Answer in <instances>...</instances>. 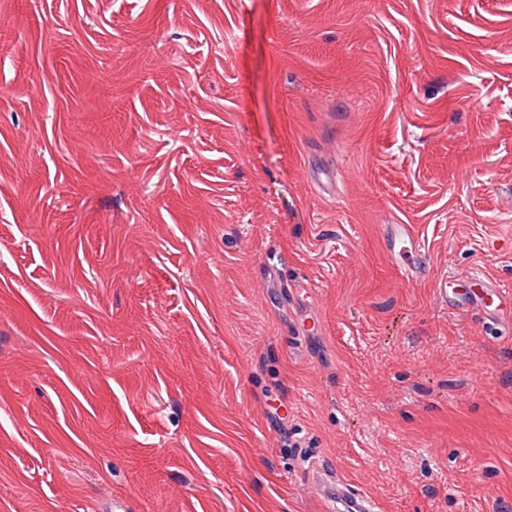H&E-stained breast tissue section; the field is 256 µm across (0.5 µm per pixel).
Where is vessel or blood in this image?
Instances as JSON below:
<instances>
[{
  "label": "vessel or blood",
  "instance_id": "obj_1",
  "mask_svg": "<svg viewBox=\"0 0 512 512\" xmlns=\"http://www.w3.org/2000/svg\"><path fill=\"white\" fill-rule=\"evenodd\" d=\"M383 236L388 254L401 261L406 277L414 279L425 275L428 268L426 253L412 225H385ZM442 294L449 307L478 310L486 323H512V307H504L500 286L489 279L475 275L464 284L447 281L443 284ZM309 487L321 503L323 512H377L374 502L355 493L325 464L315 465Z\"/></svg>",
  "mask_w": 512,
  "mask_h": 512
}]
</instances>
